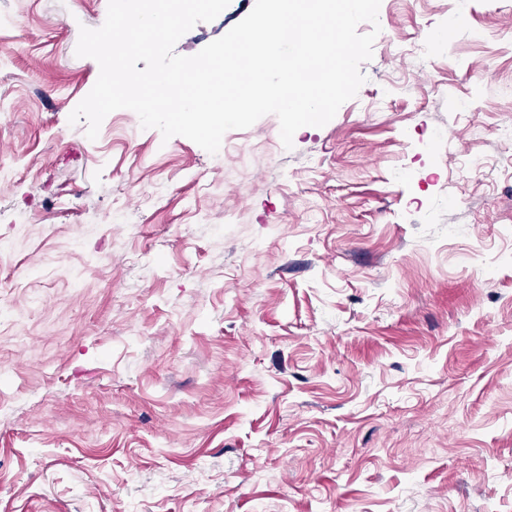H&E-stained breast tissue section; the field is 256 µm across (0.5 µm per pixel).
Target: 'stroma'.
<instances>
[{
  "label": "stroma",
  "instance_id": "stroma-1",
  "mask_svg": "<svg viewBox=\"0 0 512 512\" xmlns=\"http://www.w3.org/2000/svg\"><path fill=\"white\" fill-rule=\"evenodd\" d=\"M457 2L212 155L69 123L108 0H0V512H512V11Z\"/></svg>",
  "mask_w": 512,
  "mask_h": 512
}]
</instances>
